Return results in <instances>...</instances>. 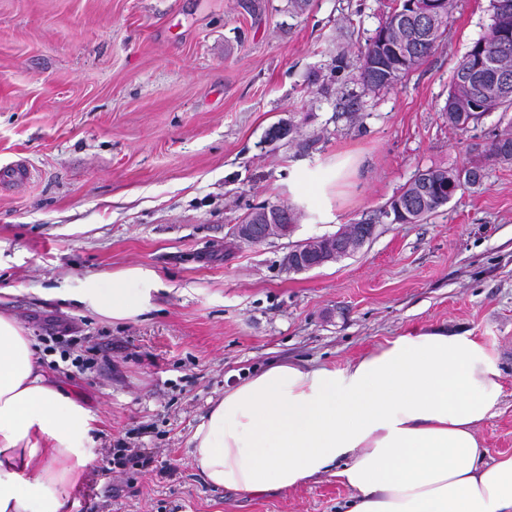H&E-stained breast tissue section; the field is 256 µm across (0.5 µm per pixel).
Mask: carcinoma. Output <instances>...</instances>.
Listing matches in <instances>:
<instances>
[{
  "label": "carcinoma",
  "instance_id": "cac0c4a2",
  "mask_svg": "<svg viewBox=\"0 0 512 512\" xmlns=\"http://www.w3.org/2000/svg\"><path fill=\"white\" fill-rule=\"evenodd\" d=\"M411 0H393V7L373 36L358 49L360 76L370 89H389L397 85L412 71L422 65L447 37L448 25L456 7V0H445L443 15L418 26L414 10L408 7ZM492 22L486 34L477 39L456 64L448 91L444 111L448 112V126L466 131L490 112L502 116L512 112V95H489L488 82L471 65L481 58L488 66L512 75V42L504 46L497 37V28L512 27V14L498 18L495 0H490ZM401 47V55L390 56L380 52V41ZM482 157L497 163L512 164V118L500 130L492 133L482 152ZM484 178V168L478 162L462 167H429L419 171L394 195L386 207L392 213L390 223H399L395 204L400 201L409 223L416 224L445 206L455 195L454 187H478Z\"/></svg>",
  "mask_w": 512,
  "mask_h": 512
}]
</instances>
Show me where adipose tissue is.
Segmentation results:
<instances>
[{
    "label": "adipose tissue",
    "mask_w": 512,
    "mask_h": 512,
    "mask_svg": "<svg viewBox=\"0 0 512 512\" xmlns=\"http://www.w3.org/2000/svg\"><path fill=\"white\" fill-rule=\"evenodd\" d=\"M155 270L86 277L74 301L130 321L155 307ZM501 373L471 334L406 333L344 367L283 361L225 388L190 442L212 486L249 496L334 471L344 512H512V454L478 429ZM96 415L47 376L30 336L0 312V512H64L94 458Z\"/></svg>",
    "instance_id": "ef3b65f1"
}]
</instances>
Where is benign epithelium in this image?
<instances>
[{
  "label": "benign epithelium",
  "mask_w": 512,
  "mask_h": 512,
  "mask_svg": "<svg viewBox=\"0 0 512 512\" xmlns=\"http://www.w3.org/2000/svg\"><path fill=\"white\" fill-rule=\"evenodd\" d=\"M443 0H420L416 8V17L422 21L427 17H434L439 13ZM276 206L267 205L264 208L267 224H238L235 234L242 243L254 244L264 242L271 238L282 239L288 236L291 229L289 224H276L271 221V212ZM376 225L363 224L355 226L347 224L344 227L345 235H326L315 240L314 245L307 249H291L286 255L285 264L288 271L302 272L322 267L337 259L348 256L358 250L370 240L375 232Z\"/></svg>",
  "instance_id": "7a95c632"
}]
</instances>
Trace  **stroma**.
<instances>
[{
    "label": "stroma",
    "mask_w": 512,
    "mask_h": 512,
    "mask_svg": "<svg viewBox=\"0 0 512 512\" xmlns=\"http://www.w3.org/2000/svg\"><path fill=\"white\" fill-rule=\"evenodd\" d=\"M391 0H0V310L45 373L97 414L96 458L67 512H340L333 472L248 496L207 484L190 439L227 386L272 363L344 366L423 329L471 333L503 376L479 429L512 453V164H490L418 224L381 223L355 255L304 272L298 242L377 217L419 170L460 167L498 126L461 132L443 111L489 0H459L436 51L396 87H363L357 52ZM291 134L269 141L272 126ZM355 167L330 199L295 178L337 155ZM287 204L288 237L236 245L250 208ZM154 269L155 308L116 321L52 295L87 276ZM66 331V349L47 335ZM123 439L170 461L102 474Z\"/></svg>",
    "instance_id": "1"
}]
</instances>
